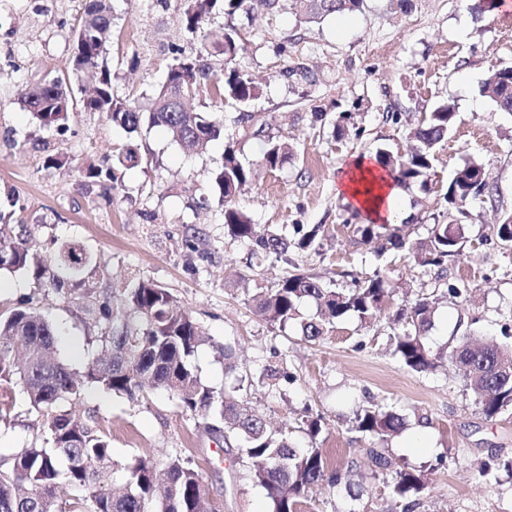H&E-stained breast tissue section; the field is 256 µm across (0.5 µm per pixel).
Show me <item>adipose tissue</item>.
Here are the masks:
<instances>
[{
	"instance_id": "ef3b65f1",
	"label": "adipose tissue",
	"mask_w": 512,
	"mask_h": 512,
	"mask_svg": "<svg viewBox=\"0 0 512 512\" xmlns=\"http://www.w3.org/2000/svg\"><path fill=\"white\" fill-rule=\"evenodd\" d=\"M337 192L345 203L373 223L394 222L401 211V189L391 174L369 156L357 158L344 167Z\"/></svg>"
}]
</instances>
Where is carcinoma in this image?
<instances>
[{
    "instance_id": "cac0c4a2",
    "label": "carcinoma",
    "mask_w": 512,
    "mask_h": 512,
    "mask_svg": "<svg viewBox=\"0 0 512 512\" xmlns=\"http://www.w3.org/2000/svg\"><path fill=\"white\" fill-rule=\"evenodd\" d=\"M303 19L317 22L330 15L352 11L361 0H304ZM251 11V0H188L183 14L185 29L196 34L211 15L233 16ZM110 0H86L83 16L74 30V54L70 70L45 75L21 100L40 127L66 128L76 99L70 74H89L95 79L94 93L82 99L81 111L96 112L128 134L141 126L161 128L183 149L191 151L220 139L224 124L207 110L183 111L180 94L196 95L211 88L223 104L244 106L261 93V87L238 63L242 50L236 29L224 30L221 39L202 37L203 52L195 57H178L169 66L164 83L142 102L112 91L107 46L112 36ZM220 56L223 72L218 74L208 58ZM497 108L512 112V71L507 67L489 71L483 84ZM455 108L438 104L424 120L412 128L415 149L407 155L379 153L381 165L397 180L410 183L426 176L435 151L452 130ZM294 148L285 141H267L262 162L269 169L282 166ZM144 162L139 148L130 145L118 156L128 169ZM252 169L242 163L234 150H224L223 161L211 172L218 205L224 208V233L233 239L251 242L252 256L288 262V249L315 245L317 230L292 241L272 227H261L239 210L234 200L251 182ZM497 188L483 165L475 160L458 168L448 182L446 224H434L428 238L416 246L406 245L394 224H356L354 232L366 241H381L394 248L408 247L421 267L444 268L445 263L463 254L466 244L464 219L467 204L482 198L496 206ZM497 243L512 241V210L500 211L492 225ZM27 232L0 227V271L10 273L34 269L56 288L65 279L79 274L90 258L77 245H67L51 260L32 258L25 246ZM389 271L377 268L355 281L352 288H330L312 274L288 271L272 291L252 296L258 315L270 324L286 328L299 317V306L311 302L314 317L300 324L301 336L319 340L328 329L347 319L362 323L381 317L390 301ZM127 314L117 319L109 306L100 309L105 322L101 350L82 373L64 364L57 353L52 323L40 310L20 306L0 314V382L16 384L26 393L31 411L41 421L38 441L0 461V512H219L206 492L199 472L179 458L159 465L138 458L124 464L127 479L115 493L112 471L116 466L111 439L97 426L59 409V403L80 398L84 386L95 383L117 395L134 399L150 390L163 388L175 395L185 411L200 415L207 429L229 443L242 442L240 454L255 461L251 480L261 487L271 512H300L309 490L324 480L336 484L340 475H327L326 460L319 448H298L286 432L268 430L265 421L241 394L245 378L222 392L205 384L192 366L205 334L167 289L140 281L125 297ZM433 302L420 298L399 305L393 314V354L414 372L424 373L451 363L465 386L476 396L488 419L512 410V348L496 342L473 341L471 331L458 337L449 349L435 350L427 342L434 323ZM353 428L387 442L407 427L406 418L382 405H360L351 418ZM81 491L72 498L60 496L61 485ZM393 493L404 502V512L424 490L421 471L399 468L392 476Z\"/></svg>"
}]
</instances>
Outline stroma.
<instances>
[{"mask_svg": "<svg viewBox=\"0 0 512 512\" xmlns=\"http://www.w3.org/2000/svg\"><path fill=\"white\" fill-rule=\"evenodd\" d=\"M85 0H0V210L31 230L34 251L49 258L67 244L92 257L82 274L51 288L33 272L0 275V313L29 305L54 326L60 357L83 370L101 346L99 307L124 314L125 289L149 280L179 298L202 327L205 342L192 365L215 390L249 377L247 396L272 426L288 428L301 448H321L337 484L314 487L301 512H401L388 472L378 471L366 449L376 440L353 429L355 400L385 405L403 415L407 430L392 439L387 454L395 466L422 470L427 488L416 512H512V477L477 475L491 459H512V413L486 419L451 367L430 373L404 368L393 355L388 318L364 326L339 322L315 342H305L297 324L279 329L251 304L260 289H273L287 265L347 288L354 277L384 264L408 299L436 300L428 341L440 349L460 323L499 338L498 324L512 318V250L485 244L496 209H512V113L499 111L482 92L494 67L512 66V11L479 12L473 0H364L360 10L303 22L281 0L277 9L251 15H216L207 28L239 32L240 63L262 87L245 108L218 110L225 136L202 151L187 153L159 129L128 136L98 114L78 112L63 132L39 127L20 105L21 95L45 74L64 70L73 29ZM186 0H112L108 65L112 88L121 96L153 93L178 56L196 55L199 43L182 17ZM454 104L456 121L437 147L426 183H406L399 215L407 244L426 238L431 225L448 220L444 196L455 169L470 160L485 166L497 187V202L471 201L462 257L447 278L417 266L406 252L364 242L344 218L363 223L338 195L342 165L379 151H405L408 133L439 102ZM250 116L239 122L240 113ZM346 116L344 133L336 121ZM290 139L295 154L269 170L259 161L268 139ZM139 145L148 161L128 169L117 163L128 145ZM253 163L255 178L235 205L253 223L276 226L293 237L295 225L318 229L316 247L290 251L287 262L251 259L252 245L224 232V213L209 173L222 162L225 146ZM67 163L48 169V155ZM110 169L112 192L82 176L88 165ZM22 208L12 211V200ZM194 247H187L188 231ZM469 284L467 300L450 298L448 278ZM233 344L237 374L224 371L220 348ZM288 374L276 390L260 380L266 365ZM15 421L0 428V458L29 446L37 416L25 394L12 386ZM62 409L111 435L115 460L147 457L165 463L178 457L197 468L210 498L222 512H268L263 490L250 479L251 460L225 447L204 428L200 416L183 411L163 389L131 400L87 386ZM320 417L322 431L309 439L305 421ZM360 486L350 497L346 484Z\"/></svg>", "mask_w": 512, "mask_h": 512, "instance_id": "1", "label": "stroma"}]
</instances>
